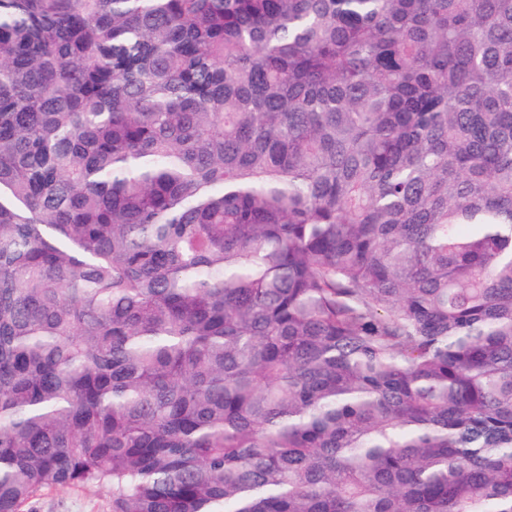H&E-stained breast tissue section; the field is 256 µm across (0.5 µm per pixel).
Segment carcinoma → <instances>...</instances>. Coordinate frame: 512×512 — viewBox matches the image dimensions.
I'll return each instance as SVG.
<instances>
[{
	"instance_id": "obj_1",
	"label": "carcinoma",
	"mask_w": 512,
	"mask_h": 512,
	"mask_svg": "<svg viewBox=\"0 0 512 512\" xmlns=\"http://www.w3.org/2000/svg\"><path fill=\"white\" fill-rule=\"evenodd\" d=\"M512 512V0H0V512ZM25 512H109L104 493L81 489L49 490L25 506Z\"/></svg>"
}]
</instances>
